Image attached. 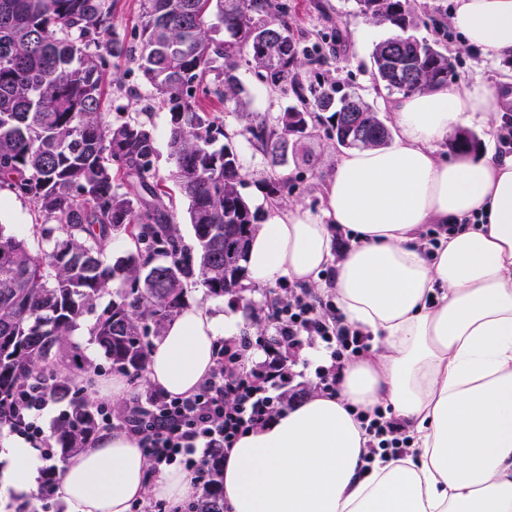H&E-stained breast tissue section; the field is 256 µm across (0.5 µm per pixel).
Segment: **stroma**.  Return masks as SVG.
<instances>
[{"mask_svg":"<svg viewBox=\"0 0 512 512\" xmlns=\"http://www.w3.org/2000/svg\"><path fill=\"white\" fill-rule=\"evenodd\" d=\"M289 16L296 33L305 44L324 43L330 35H338L336 51L323 65H306L305 77L317 84L326 79L336 83L338 95H357L375 108L383 122H390L387 107L395 94L375 83L372 76V52L375 45L390 35L388 26L375 24L357 16L355 0H287ZM419 24L414 33L420 38L439 40L454 61L451 80L457 84L494 82L512 73V61H498L461 46V36L448 26L453 0H414ZM242 87L239 101L223 103L198 94L199 105L212 112L224 125L227 143L233 145L246 172L240 188L243 197L255 211L258 223H265L274 213L288 206L301 205L315 216L324 214V187L335 173L343 153L342 147L329 140L323 127H316L312 136L302 140L305 157L289 160L288 164L270 168L267 157L242 130L253 116L275 122L290 100L263 82L254 67L241 66L237 71ZM106 90L119 103L141 108L148 89L132 69L127 57L112 59L107 71ZM34 207L29 200L0 191V224L7 232L25 238L31 251L42 244L30 233ZM278 283L248 286L243 296L227 294L221 297L206 295L197 283L186 289L187 305H206L217 313L233 311L249 323L253 337L264 339L273 334L267 312L274 301L283 299Z\"/></svg>","mask_w":512,"mask_h":512,"instance_id":"1","label":"stroma"}]
</instances>
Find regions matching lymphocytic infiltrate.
I'll list each match as a JSON object with an SVG mask.
<instances>
[{
    "label": "lymphocytic infiltrate",
    "mask_w": 512,
    "mask_h": 512,
    "mask_svg": "<svg viewBox=\"0 0 512 512\" xmlns=\"http://www.w3.org/2000/svg\"><path fill=\"white\" fill-rule=\"evenodd\" d=\"M274 334L268 343L271 360L247 367L254 342L243 335L220 346L209 377L187 396L172 397L153 391L133 396L121 421L104 417L93 436L119 430L134 436L155 470L180 464L196 481H204L214 452L228 453L235 440L264 424L272 415L274 393L290 383L305 349L319 347L325 362L317 368L322 392L337 394L346 364L365 355L370 337L347 324L332 299L295 283L288 299L272 313ZM41 383L31 384L24 402L22 435L53 457L41 415L51 402ZM369 440V451L392 456L409 454L411 439L402 424L382 409L358 413Z\"/></svg>",
    "instance_id": "lymphocytic-infiltrate-1"
}]
</instances>
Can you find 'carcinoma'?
Instances as JSON below:
<instances>
[{"label":"carcinoma","instance_id":"obj_1","mask_svg":"<svg viewBox=\"0 0 512 512\" xmlns=\"http://www.w3.org/2000/svg\"><path fill=\"white\" fill-rule=\"evenodd\" d=\"M356 14L394 33L372 53L374 78L410 94L448 83L452 59L439 41L418 38L411 0H355ZM216 16L229 39L209 34ZM138 70L150 88L148 113L170 114L172 179L188 201L193 241L178 233L170 193L156 181V147L139 115L112 125L104 112L110 60L132 54L112 26V0H0V190L31 201L34 253L0 225V427L12 402L42 378L69 405L50 440L60 463L48 466L50 494L69 457L84 445L101 410L86 397L95 367L69 336L87 329L110 365L139 379L149 337L186 307L185 286L200 280L211 297L242 290L255 213L241 195L245 173L223 124L196 101L198 90L226 103L241 92L235 71L251 64L295 103L281 127L255 116L245 127L274 167L297 152L309 124L327 112L329 137L343 148L381 147L390 131L359 96L336 98V84H305L319 61L295 34L281 0H143ZM212 85L201 87L207 76ZM124 236L135 252L114 263L107 249ZM119 287L112 289L114 281ZM112 300L97 312V301ZM188 512H224V457L209 463L200 499Z\"/></svg>","mask_w":512,"mask_h":512}]
</instances>
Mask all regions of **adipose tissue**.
Returning <instances> with one entry per match:
<instances>
[{
  "label": "adipose tissue",
  "instance_id": "adipose-tissue-1",
  "mask_svg": "<svg viewBox=\"0 0 512 512\" xmlns=\"http://www.w3.org/2000/svg\"><path fill=\"white\" fill-rule=\"evenodd\" d=\"M449 23L472 50L512 60V0H454ZM503 90L447 84L396 98L394 142L347 152L328 180L329 224L295 205L253 235L250 284L310 287L335 265L329 291L372 348L343 370L337 396L312 392L236 440L224 459L227 512H512V154L437 153L457 128L488 121ZM428 224L454 227L429 254ZM336 228L352 238L340 253ZM244 326L184 309L151 349L147 384L191 394L219 339ZM378 407L403 424L411 450L369 463L356 414ZM43 466L29 442L0 436L1 493L30 497ZM195 492L183 470L152 474L122 431L70 457L56 489L68 512H130Z\"/></svg>",
  "mask_w": 512,
  "mask_h": 512
}]
</instances>
